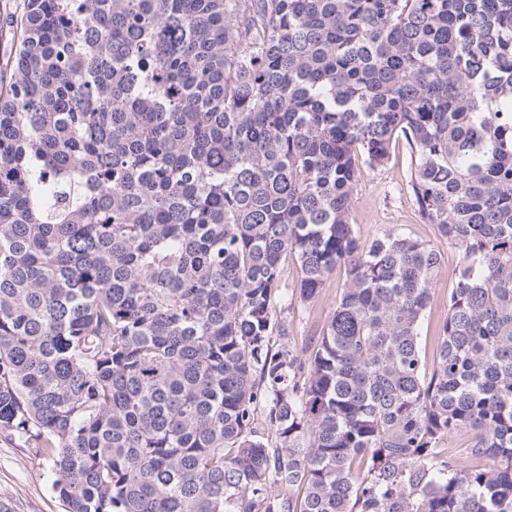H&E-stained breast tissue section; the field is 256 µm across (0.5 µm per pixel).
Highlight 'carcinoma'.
<instances>
[{
    "mask_svg": "<svg viewBox=\"0 0 512 512\" xmlns=\"http://www.w3.org/2000/svg\"><path fill=\"white\" fill-rule=\"evenodd\" d=\"M24 2L0 429L67 512H512V0ZM399 138L461 255L430 366L437 250L350 223ZM288 260L346 276L300 353ZM471 439L472 433L468 430H462L446 437L442 448H448V452L455 456L460 463L470 466L472 461L467 455L466 448L469 447Z\"/></svg>",
    "mask_w": 512,
    "mask_h": 512,
    "instance_id": "obj_1",
    "label": "carcinoma"
}]
</instances>
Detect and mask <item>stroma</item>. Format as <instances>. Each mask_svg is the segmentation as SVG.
<instances>
[{
	"label": "stroma",
	"mask_w": 512,
	"mask_h": 512,
	"mask_svg": "<svg viewBox=\"0 0 512 512\" xmlns=\"http://www.w3.org/2000/svg\"><path fill=\"white\" fill-rule=\"evenodd\" d=\"M411 149L405 140L394 144L387 164L375 171L362 170L351 196V222L362 244H369L395 228L435 246L441 254V268L430 308L420 329L427 354L437 349L446 314V298L460 261L456 246L440 237L435 225L421 217L409 181ZM300 271L293 262L284 266L282 285L290 296L278 303L280 323L288 329V341L303 350L308 337L319 333L332 314L345 283L344 270H336L319 295L303 301L297 295ZM52 463L19 438L0 431V512H66V506L53 488Z\"/></svg>",
	"instance_id": "35a3bbf8"
}]
</instances>
